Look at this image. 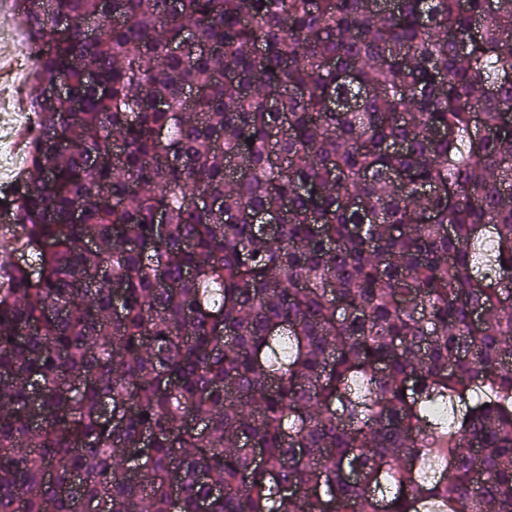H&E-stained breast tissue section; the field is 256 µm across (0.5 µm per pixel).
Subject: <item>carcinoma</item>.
Instances as JSON below:
<instances>
[{
  "instance_id": "cac0c4a2",
  "label": "carcinoma",
  "mask_w": 512,
  "mask_h": 512,
  "mask_svg": "<svg viewBox=\"0 0 512 512\" xmlns=\"http://www.w3.org/2000/svg\"><path fill=\"white\" fill-rule=\"evenodd\" d=\"M17 2L0 512H512V0Z\"/></svg>"
}]
</instances>
